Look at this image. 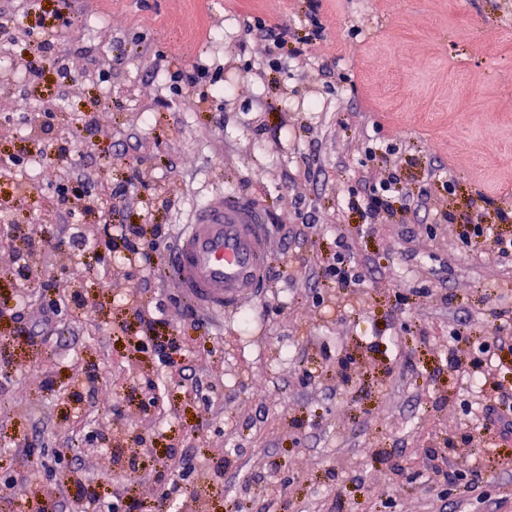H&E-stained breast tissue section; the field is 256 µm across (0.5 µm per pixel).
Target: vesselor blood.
<instances>
[{
    "mask_svg": "<svg viewBox=\"0 0 512 512\" xmlns=\"http://www.w3.org/2000/svg\"><path fill=\"white\" fill-rule=\"evenodd\" d=\"M274 253L265 214L246 200L218 196L182 225L165 266L190 301L220 313L260 298Z\"/></svg>",
    "mask_w": 512,
    "mask_h": 512,
    "instance_id": "vessel-or-blood-1",
    "label": "vessel or blood"
}]
</instances>
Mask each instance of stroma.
I'll list each match as a JSON object with an SVG mask.
<instances>
[{"label": "stroma", "instance_id": "obj_1", "mask_svg": "<svg viewBox=\"0 0 512 512\" xmlns=\"http://www.w3.org/2000/svg\"><path fill=\"white\" fill-rule=\"evenodd\" d=\"M55 0H0L17 30L53 23ZM77 30L52 55L0 45V105L49 103L46 127L0 119V302L28 236L50 247L38 272L79 292L50 339L0 318V512L36 494L79 512L78 482L101 471L140 512H512V439L482 447V406L512 392V266L466 247L441 215L512 209V0H70ZM273 29L256 31L255 23ZM308 35L302 54L288 39ZM282 44H275V36ZM72 74L59 88L53 58ZM42 69L29 82L28 66ZM207 75L175 95L168 74ZM195 103L183 111V97ZM74 141L69 172L98 199L56 206L62 170L48 145ZM393 149L402 190L425 205L364 231L348 210L388 175L366 148ZM28 193L16 198L14 184ZM248 199L277 252L261 299L215 322L187 313L164 263L143 269L104 232L169 231L212 196ZM81 225L89 245L61 243ZM363 268L357 288L327 274L337 233ZM168 305L146 328L138 311ZM458 328L466 341L448 335ZM175 341L173 363L141 348ZM490 341L484 388L468 342ZM198 474L183 477L182 459Z\"/></svg>", "mask_w": 512, "mask_h": 512}]
</instances>
